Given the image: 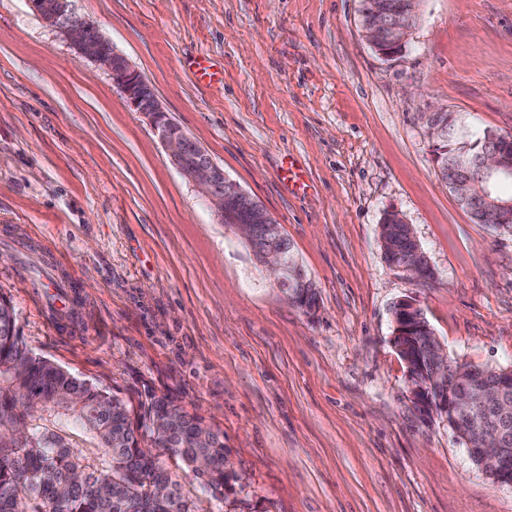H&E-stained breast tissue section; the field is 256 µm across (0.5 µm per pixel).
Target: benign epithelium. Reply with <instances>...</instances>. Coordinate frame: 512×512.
Wrapping results in <instances>:
<instances>
[{
	"label": "benign epithelium",
	"instance_id": "7a95c632",
	"mask_svg": "<svg viewBox=\"0 0 512 512\" xmlns=\"http://www.w3.org/2000/svg\"><path fill=\"white\" fill-rule=\"evenodd\" d=\"M31 10L50 26L58 29L74 48L75 53L98 63L112 76V82L126 97L130 105L144 115L169 151L176 168L198 188L203 200L219 217L220 223L233 228L248 244H253L258 231L264 233V244L254 250L256 259L265 267L277 284L288 282L294 274L285 258V237L263 207L237 186L216 165L207 152L190 138L161 107L150 83L117 52L110 41L99 37L94 41L82 19L69 8L70 0H27ZM408 6L393 11L385 4L366 0L363 10H372L383 17L378 25L363 27L368 42L385 58L399 54L405 47L407 36L416 27L413 16L417 14L415 0H405ZM477 167L481 177L453 184V190L461 203L471 201L483 205V219L497 222L507 212H512V200L492 198L491 179L497 175H512V159L499 150H470L464 143L456 145L448 158V167L460 172ZM458 384L434 397L422 393L420 388L408 382L410 401L415 411L423 416L445 415L448 428L463 437L478 467L501 485L512 486V471L508 469L509 449L505 448L506 436L487 426L480 417L481 410L491 404L480 384L478 370L470 365L458 366Z\"/></svg>",
	"mask_w": 512,
	"mask_h": 512
}]
</instances>
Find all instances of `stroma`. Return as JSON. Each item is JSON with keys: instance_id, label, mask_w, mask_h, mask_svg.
I'll list each match as a JSON object with an SVG mask.
<instances>
[{"instance_id": "obj_1", "label": "stroma", "mask_w": 512, "mask_h": 512, "mask_svg": "<svg viewBox=\"0 0 512 512\" xmlns=\"http://www.w3.org/2000/svg\"><path fill=\"white\" fill-rule=\"evenodd\" d=\"M160 105L281 225L318 294L292 305L172 164L108 71L26 0H0V295L35 356L223 432V498L166 460L199 512H512L444 416L413 410L392 308L451 361L512 368V233L474 223L430 121L512 134V0H421L402 53L362 0H71ZM206 55L221 73L199 82ZM293 161L304 189L283 178ZM398 210L432 274L389 266ZM72 294L66 312L43 282Z\"/></svg>"}]
</instances>
